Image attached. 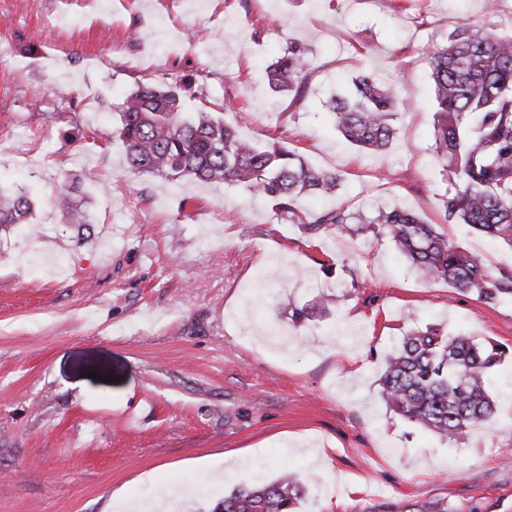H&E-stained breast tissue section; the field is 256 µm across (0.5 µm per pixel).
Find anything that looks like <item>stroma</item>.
I'll use <instances>...</instances> for the list:
<instances>
[{
    "label": "stroma",
    "instance_id": "35a3bbf8",
    "mask_svg": "<svg viewBox=\"0 0 512 512\" xmlns=\"http://www.w3.org/2000/svg\"><path fill=\"white\" fill-rule=\"evenodd\" d=\"M486 0H0V187L29 195L0 230V512H114L183 485L187 512L298 474L299 512H512V357L487 380L496 413L451 441L386 411L381 360L412 328L512 346V299L451 294L389 241L278 221L237 185L125 173L112 130L138 84L192 78L188 111L223 112L343 176L333 206H401L492 268L512 250L448 223L422 54ZM199 41H188L195 30ZM306 46V98L265 68ZM367 72L397 86L399 135L363 154L327 102ZM234 108L223 111L224 98ZM77 181L86 224L53 197ZM331 295L329 316L291 308ZM241 465L211 482L204 466Z\"/></svg>",
    "mask_w": 512,
    "mask_h": 512
}]
</instances>
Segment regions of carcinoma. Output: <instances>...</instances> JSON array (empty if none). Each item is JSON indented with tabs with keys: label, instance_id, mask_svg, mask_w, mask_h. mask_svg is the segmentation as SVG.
I'll list each match as a JSON object with an SVG mask.
<instances>
[{
	"label": "carcinoma",
	"instance_id": "carcinoma-1",
	"mask_svg": "<svg viewBox=\"0 0 512 512\" xmlns=\"http://www.w3.org/2000/svg\"><path fill=\"white\" fill-rule=\"evenodd\" d=\"M426 56L435 86L434 151L448 180L442 196L448 223L512 249V33L497 31L490 20L468 22L449 35L448 43L430 45ZM311 76L307 50L292 42L267 67L270 88L293 94L296 103L307 93ZM353 86L351 96L331 99L328 110L344 140L381 153L399 134V90L367 73ZM188 89L177 76L163 86L142 83L122 101L114 134L131 172L172 182L242 186L268 199L278 219L303 224L308 232L370 230L458 293L485 304L512 298V267L491 269L411 209L394 206L367 215L333 207L302 219L304 198L336 192L341 175L310 166L279 141L258 146L215 112H185ZM74 191L62 183L55 204L67 222L81 224ZM30 211L27 195L0 188V227L25 223ZM329 302L321 295L292 309V319L320 317ZM511 352L502 344L433 327L410 330L383 358L379 399L409 422L456 439L493 417L496 405L486 379ZM304 493L297 476L284 474L268 484L232 490L215 512H298Z\"/></svg>",
	"mask_w": 512,
	"mask_h": 512
}]
</instances>
